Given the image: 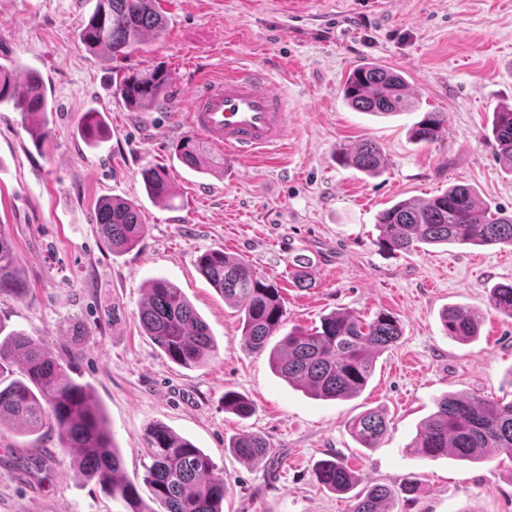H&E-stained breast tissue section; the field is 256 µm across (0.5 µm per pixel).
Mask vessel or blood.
<instances>
[{"mask_svg":"<svg viewBox=\"0 0 512 512\" xmlns=\"http://www.w3.org/2000/svg\"><path fill=\"white\" fill-rule=\"evenodd\" d=\"M189 122L211 144L247 161L283 144L288 101L263 70H234L196 88L189 101Z\"/></svg>","mask_w":512,"mask_h":512,"instance_id":"1","label":"vessel or blood"}]
</instances>
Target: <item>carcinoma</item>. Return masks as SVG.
Segmentation results:
<instances>
[{"mask_svg": "<svg viewBox=\"0 0 512 512\" xmlns=\"http://www.w3.org/2000/svg\"><path fill=\"white\" fill-rule=\"evenodd\" d=\"M165 19L156 0H97L88 21L80 29L79 45L111 60L126 56L150 33H161ZM29 94L15 93L12 72L0 65V103H12L14 111L36 145L47 139L48 100L41 75L26 77ZM408 82L397 71L377 63L355 67L343 86L345 102L358 112L385 118L412 109L406 94ZM167 78L159 69L136 70L119 83V92L133 112L159 103L166 94ZM448 117L444 112H426L412 128L417 142L432 143L442 134ZM106 131L99 111L85 113L79 134L88 143L100 141ZM495 155L503 168L512 171V108L494 112ZM340 161L360 171L377 173L384 164L380 146L365 140L357 147L337 151ZM179 160L201 172L205 166L199 146L192 139L179 147ZM147 195L159 202L170 199V183L162 169L143 173ZM97 224L112 249L127 252L144 240L138 206L128 200L107 197L98 207ZM377 244L392 253L414 250L421 244L512 246V214L492 208L469 185L455 184L425 201L403 200L382 211L377 220ZM206 280L238 309L246 348L261 353L268 339L283 325L286 309L280 288L258 275L242 258L212 249L198 258ZM24 291L18 275V257L12 243L0 234V292ZM489 302L512 317V285L492 289ZM141 328L172 362L189 368L203 365L216 354V344L205 320L187 300L181 288L164 278L150 281L147 300L138 312ZM447 335L468 340L478 333L479 321L464 307H451L443 316ZM86 333L72 330V348L66 356L51 353L35 337L13 330L0 339V435L20 432L48 436L71 457L76 476L96 479L101 488L122 501L126 512H154L123 476L122 456L112 441L102 407L93 393L73 381L67 368L81 353ZM402 336L399 320L381 310L371 318L353 313H334L320 326L293 328L269 354L276 375L307 390L317 398L347 399L356 396L370 379L376 358ZM22 377L14 378V367ZM224 408L242 418L254 406L244 395L224 393ZM352 436L363 448H378L388 431L386 417L367 411L349 423ZM150 464L144 481L153 501L164 512H223L230 487L216 472L210 457L189 440L160 423L144 434ZM234 456L248 462L265 458L267 440L243 432L230 440ZM495 451L512 460V401L495 402L469 394H448L435 402V411L424 420L417 437L407 448L410 455L434 458L452 455L476 462ZM319 485L338 493L350 491L358 482L355 472L340 459L315 465ZM392 490L375 484L354 496L352 512H390Z\"/></svg>", "mask_w": 512, "mask_h": 512, "instance_id": "1", "label": "carcinoma"}]
</instances>
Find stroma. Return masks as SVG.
Wrapping results in <instances>:
<instances>
[{"instance_id":"35a3bbf8","label":"stroma","mask_w":512,"mask_h":512,"mask_svg":"<svg viewBox=\"0 0 512 512\" xmlns=\"http://www.w3.org/2000/svg\"><path fill=\"white\" fill-rule=\"evenodd\" d=\"M96 0H0V64L15 77L38 71L49 101L50 135L35 145L11 105L0 104V233L13 243L26 284L0 294V330L40 338L54 354L87 331L69 370L89 385L120 449L125 478L143 500L149 459L144 432L160 422L201 448L223 472L224 512H351L352 494L321 489L315 464L336 457L359 477L394 492L391 512H512V460L489 456H410L406 447L446 393L512 400V318L489 303L491 288L512 284V246L448 245L392 253L379 249L377 216L402 199L427 200L453 184L474 187L512 213V173L498 162L492 124L512 106V0H157L162 34L148 35L118 62L82 49L77 33ZM377 62L416 87V109L378 118L344 104L356 65ZM162 67L160 106L132 112L116 86L124 74ZM260 68L288 100L285 146L234 161L187 121L199 79ZM108 133L94 145L78 134L90 109ZM447 113L432 143L408 131L423 111ZM194 139L210 173L176 157ZM370 139L385 165L366 175L339 164L338 148ZM164 169L174 194L151 200L141 173ZM136 201L147 233L129 252L112 251L97 230L101 198ZM221 248L246 260L282 290L284 330L319 326L333 312L401 322L397 345L377 360L365 389L320 399L273 372L268 353L246 349L238 312L200 274L197 260ZM306 263L312 284L297 287ZM176 284L209 325L215 357L196 368L171 362L145 335L137 312L149 280ZM464 306L480 331L459 342L440 315ZM247 396L242 419L224 394ZM382 410L380 447H360L348 424ZM253 432L270 457L249 463L227 449ZM51 441L0 436V512H125L93 480L58 463ZM417 481L404 490L406 478Z\"/></svg>"}]
</instances>
